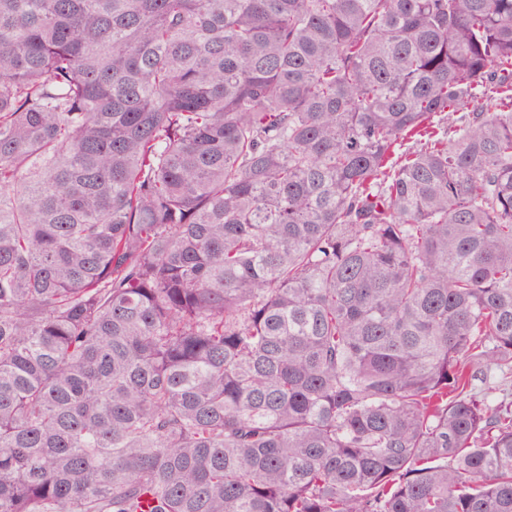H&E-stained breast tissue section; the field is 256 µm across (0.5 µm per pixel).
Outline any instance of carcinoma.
<instances>
[{
	"instance_id": "cac0c4a2",
	"label": "carcinoma",
	"mask_w": 512,
	"mask_h": 512,
	"mask_svg": "<svg viewBox=\"0 0 512 512\" xmlns=\"http://www.w3.org/2000/svg\"><path fill=\"white\" fill-rule=\"evenodd\" d=\"M511 378L512 0H0V512H512Z\"/></svg>"
}]
</instances>
